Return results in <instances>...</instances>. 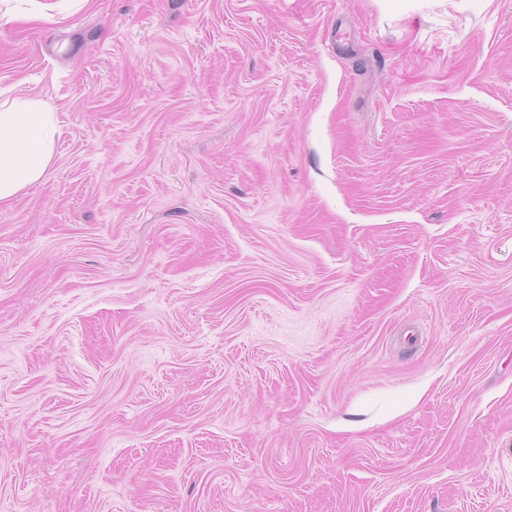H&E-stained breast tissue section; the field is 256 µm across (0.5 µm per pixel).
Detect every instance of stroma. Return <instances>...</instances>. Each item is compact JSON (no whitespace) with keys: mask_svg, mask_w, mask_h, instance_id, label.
<instances>
[{"mask_svg":"<svg viewBox=\"0 0 512 512\" xmlns=\"http://www.w3.org/2000/svg\"><path fill=\"white\" fill-rule=\"evenodd\" d=\"M12 4L0 512H512V0ZM57 134L54 112L41 103L0 104V206L43 179Z\"/></svg>","mask_w":512,"mask_h":512,"instance_id":"1","label":"stroma"}]
</instances>
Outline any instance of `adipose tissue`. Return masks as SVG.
<instances>
[{
    "instance_id": "obj_1",
    "label": "adipose tissue",
    "mask_w": 512,
    "mask_h": 512,
    "mask_svg": "<svg viewBox=\"0 0 512 512\" xmlns=\"http://www.w3.org/2000/svg\"><path fill=\"white\" fill-rule=\"evenodd\" d=\"M57 134L53 112L41 103L0 104V206L43 179Z\"/></svg>"
}]
</instances>
